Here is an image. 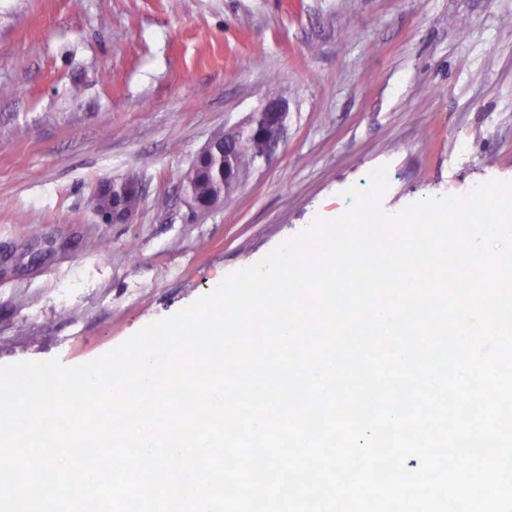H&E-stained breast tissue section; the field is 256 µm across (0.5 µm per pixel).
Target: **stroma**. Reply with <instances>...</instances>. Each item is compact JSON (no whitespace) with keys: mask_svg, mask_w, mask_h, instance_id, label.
<instances>
[{"mask_svg":"<svg viewBox=\"0 0 512 512\" xmlns=\"http://www.w3.org/2000/svg\"><path fill=\"white\" fill-rule=\"evenodd\" d=\"M272 98L278 145L193 214L182 175ZM381 167L388 215L512 182V0H0V365L102 358ZM97 191L107 193L112 197V207L109 217L112 224H128L133 220L136 213V211L133 210H137L140 196L131 194L125 198V203L131 210H128L124 206L121 197L127 191H134L141 195V185L136 179L128 178L121 182L105 181L99 185Z\"/></svg>","mask_w":512,"mask_h":512,"instance_id":"35a3bbf8","label":"stroma"}]
</instances>
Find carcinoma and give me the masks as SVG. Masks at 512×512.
<instances>
[{"mask_svg": "<svg viewBox=\"0 0 512 512\" xmlns=\"http://www.w3.org/2000/svg\"><path fill=\"white\" fill-rule=\"evenodd\" d=\"M266 153V142L257 133H242L230 149L228 157L215 156L205 166L189 169L182 180L199 199L204 200L215 186L224 181V170L241 172L247 170Z\"/></svg>", "mask_w": 512, "mask_h": 512, "instance_id": "obj_1", "label": "carcinoma"}]
</instances>
